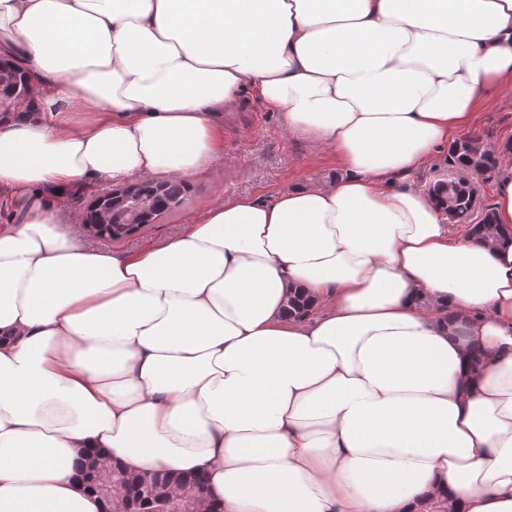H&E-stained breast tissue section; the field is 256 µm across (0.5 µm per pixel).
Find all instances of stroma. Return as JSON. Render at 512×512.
I'll return each mask as SVG.
<instances>
[{
    "instance_id": "35a3bbf8",
    "label": "stroma",
    "mask_w": 512,
    "mask_h": 512,
    "mask_svg": "<svg viewBox=\"0 0 512 512\" xmlns=\"http://www.w3.org/2000/svg\"><path fill=\"white\" fill-rule=\"evenodd\" d=\"M465 136L486 143H512V90L493 95L478 108ZM336 173V160L304 137L288 134L273 112L253 94H244L224 115V158L190 182L191 196L175 214L120 240L94 239L102 250H135L163 241L207 207L240 196L264 202L297 185H317Z\"/></svg>"
}]
</instances>
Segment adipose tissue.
<instances>
[{"label": "adipose tissue", "instance_id": "adipose-tissue-1", "mask_svg": "<svg viewBox=\"0 0 512 512\" xmlns=\"http://www.w3.org/2000/svg\"><path fill=\"white\" fill-rule=\"evenodd\" d=\"M0 57V512H101L96 449L200 512H512V240L409 179L512 89V0H0ZM246 91L340 175L86 244L82 190L190 181ZM5 68V75L8 77L2 85V79L0 77V92L4 95H14L15 97L23 96L24 93V80L18 75V71L15 69L12 61L8 59L0 58V69ZM3 87V88H1Z\"/></svg>", "mask_w": 512, "mask_h": 512}]
</instances>
